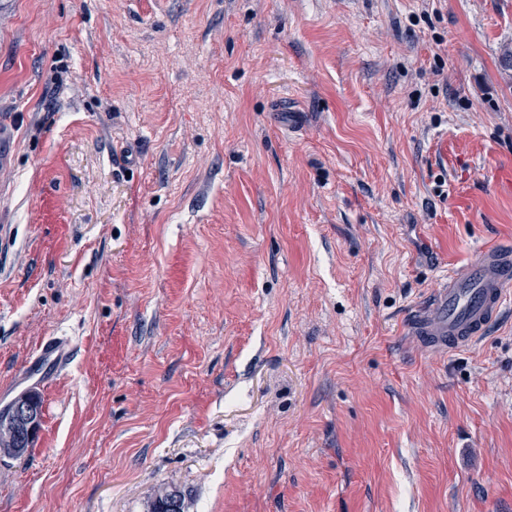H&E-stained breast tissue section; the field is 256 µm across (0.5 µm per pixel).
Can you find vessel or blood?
<instances>
[{
	"mask_svg": "<svg viewBox=\"0 0 512 512\" xmlns=\"http://www.w3.org/2000/svg\"><path fill=\"white\" fill-rule=\"evenodd\" d=\"M511 303L512 246L484 247L444 274L434 295L415 310L410 328L429 347L453 353L488 336ZM69 352L57 337L42 345L40 356L60 369Z\"/></svg>",
	"mask_w": 512,
	"mask_h": 512,
	"instance_id": "vessel-or-blood-1",
	"label": "vessel or blood"
}]
</instances>
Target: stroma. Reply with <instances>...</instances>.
<instances>
[{
  "label": "stroma",
  "instance_id": "35a3bbf8",
  "mask_svg": "<svg viewBox=\"0 0 512 512\" xmlns=\"http://www.w3.org/2000/svg\"><path fill=\"white\" fill-rule=\"evenodd\" d=\"M512 0H0V512H512ZM71 342L63 373L31 372ZM512 246L482 247L464 265L445 273L434 295L411 320L413 336L453 353L488 336L512 301ZM70 348L68 343L60 337L53 338L41 346L40 357L50 361L56 370H61L69 360ZM34 393L23 391L0 408V457H21L31 446L41 421Z\"/></svg>",
  "mask_w": 512,
  "mask_h": 512
}]
</instances>
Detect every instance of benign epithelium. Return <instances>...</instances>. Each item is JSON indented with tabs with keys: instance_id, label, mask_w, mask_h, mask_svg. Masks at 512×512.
<instances>
[{
	"instance_id": "7a95c632",
	"label": "benign epithelium",
	"mask_w": 512,
	"mask_h": 512,
	"mask_svg": "<svg viewBox=\"0 0 512 512\" xmlns=\"http://www.w3.org/2000/svg\"><path fill=\"white\" fill-rule=\"evenodd\" d=\"M41 421L35 394L26 390L0 408V457L23 456L31 446Z\"/></svg>"
}]
</instances>
